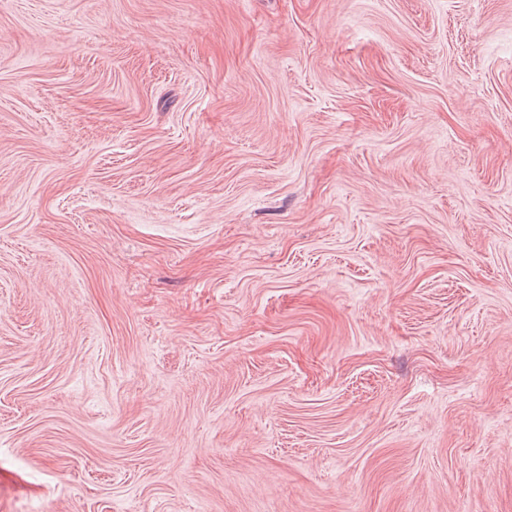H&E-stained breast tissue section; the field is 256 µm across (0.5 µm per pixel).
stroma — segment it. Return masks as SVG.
I'll return each instance as SVG.
<instances>
[{"mask_svg": "<svg viewBox=\"0 0 512 512\" xmlns=\"http://www.w3.org/2000/svg\"><path fill=\"white\" fill-rule=\"evenodd\" d=\"M0 512H512V0H0Z\"/></svg>", "mask_w": 512, "mask_h": 512, "instance_id": "1", "label": "stroma"}]
</instances>
